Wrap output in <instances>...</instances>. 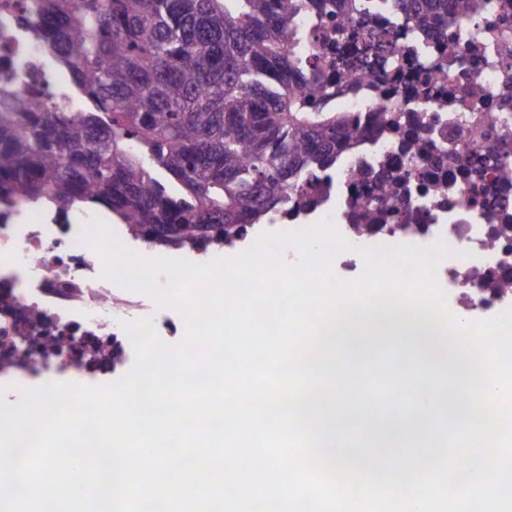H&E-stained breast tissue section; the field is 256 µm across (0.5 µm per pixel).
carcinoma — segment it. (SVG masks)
I'll use <instances>...</instances> for the list:
<instances>
[{"label":"carcinoma","mask_w":512,"mask_h":512,"mask_svg":"<svg viewBox=\"0 0 512 512\" xmlns=\"http://www.w3.org/2000/svg\"><path fill=\"white\" fill-rule=\"evenodd\" d=\"M444 0H395L426 33ZM29 33L90 103L0 86V210L99 206L144 240L206 251L245 240L316 191L350 143L345 119L323 107L325 69L338 59L298 50L302 14L334 16L336 0H29ZM381 179L363 207L394 201ZM371 324L352 344L378 348ZM386 447L344 465L382 473Z\"/></svg>","instance_id":"carcinoma-1"}]
</instances>
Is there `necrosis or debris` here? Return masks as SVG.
I'll use <instances>...</instances> for the list:
<instances>
[{
	"label": "necrosis or debris",
	"instance_id": "1",
	"mask_svg": "<svg viewBox=\"0 0 512 512\" xmlns=\"http://www.w3.org/2000/svg\"><path fill=\"white\" fill-rule=\"evenodd\" d=\"M354 13L303 17V51H335L329 30L380 40L382 59L347 72L329 102L351 115L356 134L336 153V170L305 201L313 219L331 218L353 248L341 252L361 275L364 239L453 251L438 267L460 307L499 315L512 309V0H484L425 35L393 0H360ZM25 0H0V82L19 97L64 99L62 75L21 27ZM394 123L379 127L376 115ZM397 177L392 210L368 226L362 208L377 178ZM406 232H397V225ZM89 217L40 215L16 206L0 219V378L33 382L47 373L107 379L125 365L128 322L152 319L176 335L181 315L162 316L142 294L101 276L100 253L80 241Z\"/></svg>",
	"mask_w": 512,
	"mask_h": 512
}]
</instances>
